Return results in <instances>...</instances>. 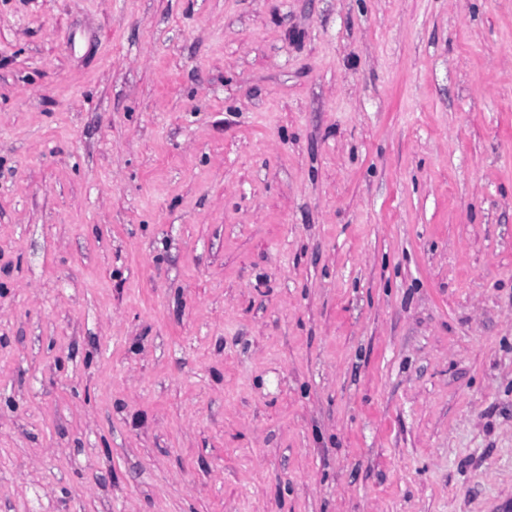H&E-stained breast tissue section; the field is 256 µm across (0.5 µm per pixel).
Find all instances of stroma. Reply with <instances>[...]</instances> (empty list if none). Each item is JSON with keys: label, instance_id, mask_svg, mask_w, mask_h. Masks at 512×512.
Wrapping results in <instances>:
<instances>
[{"label": "stroma", "instance_id": "35a3bbf8", "mask_svg": "<svg viewBox=\"0 0 512 512\" xmlns=\"http://www.w3.org/2000/svg\"><path fill=\"white\" fill-rule=\"evenodd\" d=\"M0 512H512V0H0Z\"/></svg>", "mask_w": 512, "mask_h": 512}]
</instances>
